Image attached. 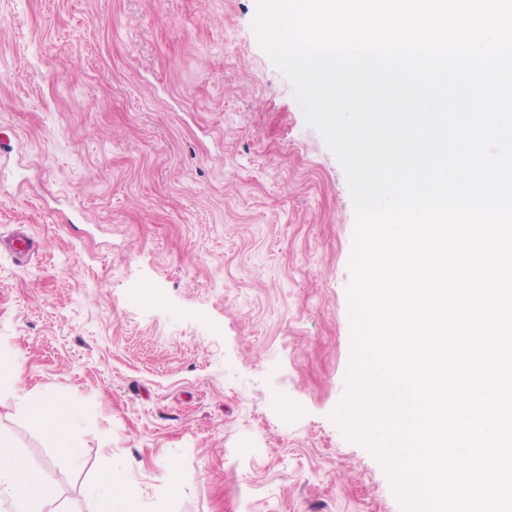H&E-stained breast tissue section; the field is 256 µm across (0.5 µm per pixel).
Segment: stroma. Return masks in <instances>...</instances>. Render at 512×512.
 <instances>
[{
	"label": "stroma",
	"instance_id": "35a3bbf8",
	"mask_svg": "<svg viewBox=\"0 0 512 512\" xmlns=\"http://www.w3.org/2000/svg\"><path fill=\"white\" fill-rule=\"evenodd\" d=\"M258 11L0 0V434L67 512L112 464L144 512H403L332 418L355 211ZM70 412L71 410L67 405L54 404L50 411L38 419V424L55 437V448H59L60 452L65 456L73 455V448H75L66 434L61 431V428L70 421Z\"/></svg>",
	"mask_w": 512,
	"mask_h": 512
}]
</instances>
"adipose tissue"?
<instances>
[{
	"instance_id": "obj_1",
	"label": "adipose tissue",
	"mask_w": 512,
	"mask_h": 512,
	"mask_svg": "<svg viewBox=\"0 0 512 512\" xmlns=\"http://www.w3.org/2000/svg\"><path fill=\"white\" fill-rule=\"evenodd\" d=\"M10 440L0 435V502L9 512H45L57 492L53 484L10 453Z\"/></svg>"
}]
</instances>
